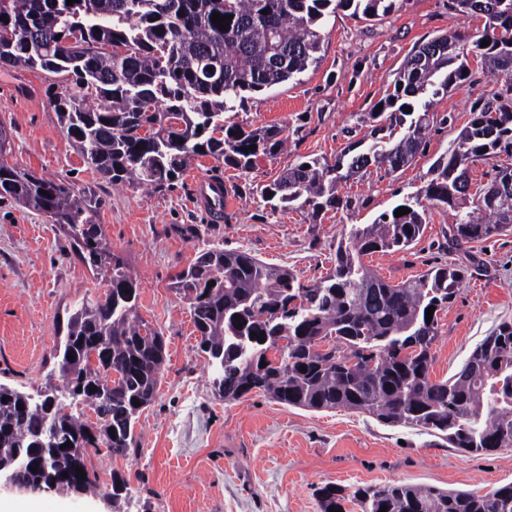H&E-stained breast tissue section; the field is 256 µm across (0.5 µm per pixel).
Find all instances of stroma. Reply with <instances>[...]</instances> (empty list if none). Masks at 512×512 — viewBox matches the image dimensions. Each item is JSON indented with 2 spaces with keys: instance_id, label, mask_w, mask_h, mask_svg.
Masks as SVG:
<instances>
[{
  "instance_id": "stroma-1",
  "label": "stroma",
  "mask_w": 512,
  "mask_h": 512,
  "mask_svg": "<svg viewBox=\"0 0 512 512\" xmlns=\"http://www.w3.org/2000/svg\"><path fill=\"white\" fill-rule=\"evenodd\" d=\"M480 14L449 11L447 0H396L374 21L340 11L319 30L320 61L284 84L249 95L229 122L292 129L287 147L245 173L212 157L196 158L172 189L149 192L100 178L72 147L46 93V75L0 68V126L9 163L72 183L97 199L112 253L138 283L139 316L161 332L165 365L155 401L140 415L138 445L127 456L88 452L85 466L98 491L80 497L46 494V512H320L317 491L404 483L485 493L512 483V448L464 453L404 426H386L348 410L307 411L252 393L227 402L215 395L207 356L199 349L188 304L172 288L175 276L203 248L238 249L290 268L306 284L327 276L343 225L369 224L426 182L435 160L451 149L473 119L471 105L505 87L481 75L469 55L472 85L433 97L444 122L424 154L395 174L372 170L342 183L348 211L312 223L306 210L276 208L262 189L288 165L313 158L335 161L346 149L369 152L374 140L360 128L364 112L393 90L414 46L454 29L480 36ZM221 174L229 191L224 220L196 240L177 224H201L197 182ZM455 210L429 208L422 236L406 252H376L363 262L391 284L417 281L436 264L471 267L456 300L440 311L430 370L434 381L459 370L477 343L512 322V232L452 245L446 237ZM93 272L69 252L50 217L0 197V382L34 393L60 385L52 357L67 312L97 298ZM128 480L119 499L104 486L112 473Z\"/></svg>"
}]
</instances>
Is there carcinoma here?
Listing matches in <instances>:
<instances>
[{"label":"carcinoma","mask_w":512,"mask_h":512,"mask_svg":"<svg viewBox=\"0 0 512 512\" xmlns=\"http://www.w3.org/2000/svg\"><path fill=\"white\" fill-rule=\"evenodd\" d=\"M394 2L0 0V68H39L72 85L73 93L55 95L54 107L67 138L102 179L169 188L195 157L210 156L245 172L256 169L261 158H274L288 140V127L246 130L224 124V113L246 94L279 86L317 62V28L336 11L352 6L353 16L370 21L391 12ZM266 8L269 13H262ZM448 9L487 19L473 47L489 71L511 81L512 0H448ZM215 12L232 16L227 30L211 22ZM28 26L39 30L41 39L11 37ZM484 41L489 45L481 46ZM467 57L466 38L456 32L416 45L382 110L363 118L370 136L387 130L388 141L371 154L352 157L347 175L373 163L390 173L410 165L427 147L434 117L428 103L417 114L405 112L412 106L409 99L468 84ZM216 62L218 71H208ZM91 98L102 104H90ZM473 112L470 126L437 160L422 192L401 203L410 212L400 217L385 212L371 224L351 226L337 243L334 269L321 281L306 285L290 269L241 250L196 253L174 289L189 302L199 348L215 373V395L231 402L255 391L307 410L362 411L469 453L512 448L511 322L485 337L453 376L441 382L430 378L438 324L435 314L426 321V309L437 312L452 303L470 268L434 265L416 282L391 285L362 261L376 251L409 250L423 233L429 208L446 209L466 198L469 164L480 159L504 156L509 163L476 188L475 210L448 226V240L483 241L512 229V97L477 99ZM404 127L407 131L393 139ZM6 139L0 127V196L50 214L71 252L100 275L105 291L69 312L55 354L62 387H49L35 398L0 383V466L13 463L17 480L33 487L66 471L57 490H69L75 479L88 492L92 481L77 476L76 468L85 467L88 448L129 453L137 415L158 394L163 340L138 317L137 283L96 223V203L68 181L9 164ZM251 145L257 149L242 151ZM339 168L318 159L302 161L263 193L300 203L315 221L351 205L337 190ZM84 403L97 423L69 412ZM50 430L55 447L45 448L42 440ZM67 442L72 450H61ZM349 498L361 512H380L383 505L387 512H512V483L484 494L403 483L359 487L350 497L334 485L318 491L321 512L342 510Z\"/></svg>","instance_id":"obj_1"}]
</instances>
